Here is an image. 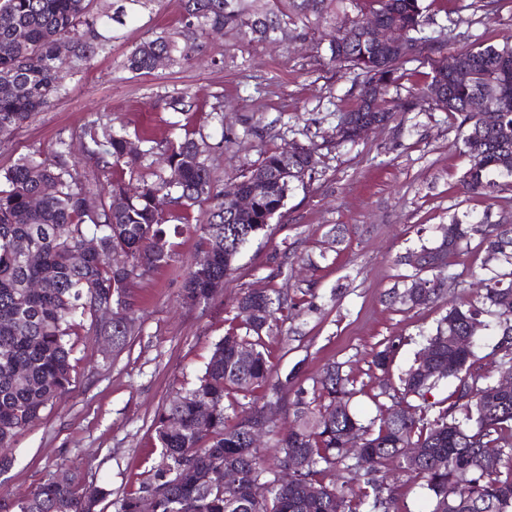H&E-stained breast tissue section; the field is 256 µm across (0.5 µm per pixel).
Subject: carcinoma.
Instances as JSON below:
<instances>
[{
    "instance_id": "1",
    "label": "carcinoma",
    "mask_w": 512,
    "mask_h": 512,
    "mask_svg": "<svg viewBox=\"0 0 512 512\" xmlns=\"http://www.w3.org/2000/svg\"><path fill=\"white\" fill-rule=\"evenodd\" d=\"M159 0H0V83L14 91L0 94V138L17 132L36 112L60 97L57 71H80L104 51L117 27L137 18ZM180 26L154 32L126 55L121 69L143 75L155 70V58L184 66L207 52L209 39L222 32L236 42L260 45L269 38L313 37L327 64L356 74L358 93L334 127L336 143L357 141L364 122H387L398 107L390 89L399 86L403 66L417 54L431 66L429 81L408 90L414 101L429 97L448 71L464 65L467 84L452 85L442 111L465 130L462 188L491 195L512 187V41L479 43L442 55L444 43L422 35V0H183ZM375 18L401 32L406 52L377 53L363 21ZM68 44V54L58 50ZM378 91L376 111L368 96ZM176 112H195L188 93L166 102ZM495 110L498 124L485 127L482 113ZM84 155L108 174L99 184L83 168L64 138L48 152L20 157L0 170V451L72 386L74 343L70 336L103 308L108 322L96 335L121 349L129 333L124 321L135 312L134 288L160 268L176 262L172 237L190 233L208 263L186 274L184 299L209 302L216 282L235 271L241 250L281 214L296 184L313 177L315 149L297 142L268 149L234 182L253 195L249 211H235L225 191L214 186L208 158L214 148L204 136L185 130L160 144L145 135L114 129L112 118L90 115L81 127ZM137 143V148L130 147ZM138 186L123 208L112 196L128 191L126 176ZM40 198V207L30 199ZM211 202L203 224L189 223L190 209ZM165 202L166 209L158 207ZM97 238L114 256L99 262L96 253L75 257L85 238ZM485 253L470 273L477 290L451 272L471 242ZM27 243L37 259L29 261L19 245ZM396 264L407 269L386 294L389 305L434 304L459 296L423 350L399 376V384L380 393L378 414L364 421L352 401L363 391L346 363L332 362L308 387H295L294 375L278 372L273 330L288 319V299L274 288L247 291L234 307L224 336L192 388L175 397L154 420L158 461L150 478L125 492L115 512H139L141 499L154 497L153 512H399L397 486L386 469L412 471L424 481L429 512H512V389L498 386L496 375L512 374V224H491L488 217L466 213L436 227L428 243L408 250ZM140 269L139 279L130 272ZM42 287L31 292L27 284ZM495 327L499 340L493 369L480 371L473 351L474 323ZM249 357L241 356L243 350ZM397 350L393 339L373 352L371 367L386 372ZM452 382L442 399L433 390ZM240 398L226 404L230 392ZM276 399L289 420L275 422L268 457L252 447L251 423L262 405ZM209 405L203 415L198 406ZM178 427L168 425L170 419ZM359 451L350 454L351 436ZM419 451L416 460L405 450ZM294 459L299 468L288 482L279 479ZM212 472L213 483H200L193 470ZM238 473L234 485L221 486L222 471ZM266 486L257 497L256 484ZM112 495L103 485L58 484L48 479L28 497L0 503V512H96Z\"/></svg>"
}]
</instances>
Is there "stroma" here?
I'll list each match as a JSON object with an SVG mask.
<instances>
[{
	"label": "stroma",
	"mask_w": 512,
	"mask_h": 512,
	"mask_svg": "<svg viewBox=\"0 0 512 512\" xmlns=\"http://www.w3.org/2000/svg\"><path fill=\"white\" fill-rule=\"evenodd\" d=\"M423 7L424 34L445 38L451 52L512 35V0H423ZM181 13V0H160L127 23L120 39L82 74L64 78L59 99L0 142V169L50 149L58 138H77L90 113L106 112L115 124L159 141L188 128L209 136L215 148L208 165L221 189L262 151L292 141L315 147L316 172L238 256L213 301H182L184 277L197 260L196 239L185 233L174 239L176 263L137 288L138 310L124 349L103 347L91 327H82L73 339L71 390L15 436L12 463L0 470V495L7 499L25 498L50 476L67 473L83 483L107 484L113 498L98 512H115L113 499L145 477L155 417L192 387L237 298L251 289L293 296L311 288L276 340L279 368L297 372L308 386L325 364L347 362L364 383L355 409L373 417L376 394L397 385L445 313L441 307L382 303L402 272L396 257L430 240L436 226L455 215L512 220V189L492 199L461 191L460 133L446 112L428 103L395 112L385 127L356 143H331L337 115L355 100L356 81L354 74L323 64L312 40L238 45L217 66L204 57L142 76L120 70L136 43L176 27ZM185 91L194 95L197 111L168 108V99ZM217 102L224 111L220 127L209 116ZM339 225L346 228L340 242L334 233ZM394 336L405 343L389 373L371 369L373 351Z\"/></svg>",
	"instance_id": "obj_1"
}]
</instances>
